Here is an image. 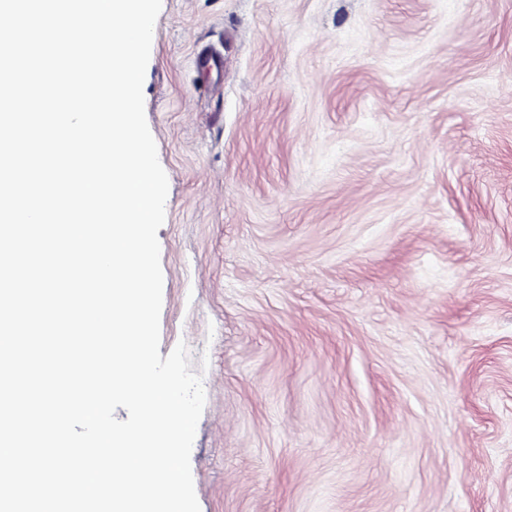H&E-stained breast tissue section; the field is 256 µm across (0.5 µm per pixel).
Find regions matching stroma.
Listing matches in <instances>:
<instances>
[{
    "label": "stroma",
    "mask_w": 512,
    "mask_h": 512,
    "mask_svg": "<svg viewBox=\"0 0 512 512\" xmlns=\"http://www.w3.org/2000/svg\"><path fill=\"white\" fill-rule=\"evenodd\" d=\"M143 93L201 512H512V0H162Z\"/></svg>",
    "instance_id": "35a3bbf8"
}]
</instances>
